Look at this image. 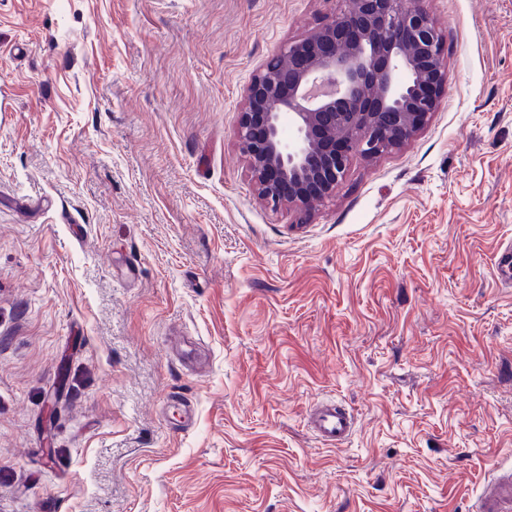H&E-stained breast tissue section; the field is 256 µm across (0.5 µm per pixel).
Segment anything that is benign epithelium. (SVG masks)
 <instances>
[{
  "label": "benign epithelium",
  "instance_id": "benign-epithelium-1",
  "mask_svg": "<svg viewBox=\"0 0 512 512\" xmlns=\"http://www.w3.org/2000/svg\"><path fill=\"white\" fill-rule=\"evenodd\" d=\"M347 4L283 45L245 89L238 145L259 199L274 206L316 209L353 157L400 148L438 107L444 39L430 15L413 0Z\"/></svg>",
  "mask_w": 512,
  "mask_h": 512
}]
</instances>
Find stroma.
<instances>
[{"instance_id": "stroma-1", "label": "stroma", "mask_w": 512, "mask_h": 512, "mask_svg": "<svg viewBox=\"0 0 512 512\" xmlns=\"http://www.w3.org/2000/svg\"><path fill=\"white\" fill-rule=\"evenodd\" d=\"M421 5L437 111L304 214L238 115L343 0H0V512H471L512 466V0ZM311 428L327 446H341L354 432L356 418L346 407L333 400L317 401L310 409Z\"/></svg>"}]
</instances>
